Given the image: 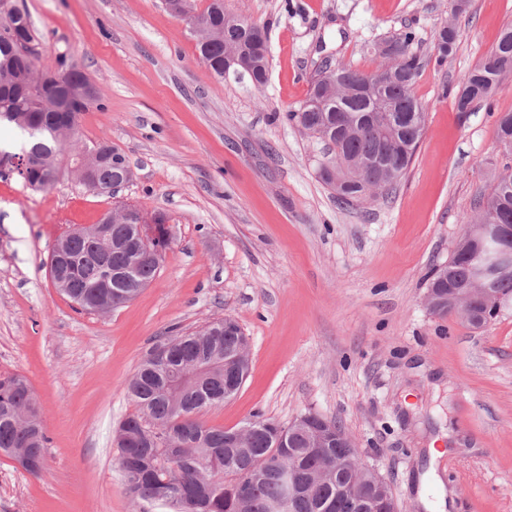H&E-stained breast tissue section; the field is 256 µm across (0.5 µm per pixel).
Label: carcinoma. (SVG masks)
I'll return each instance as SVG.
<instances>
[{
  "label": "carcinoma",
  "instance_id": "cac0c4a2",
  "mask_svg": "<svg viewBox=\"0 0 512 512\" xmlns=\"http://www.w3.org/2000/svg\"><path fill=\"white\" fill-rule=\"evenodd\" d=\"M224 0H209L198 17L204 28L195 34L199 58L211 73L224 76V52L231 43L251 52L253 44L234 29L225 28ZM458 31H435L434 41L450 43L439 50L437 61L456 48ZM415 33L406 31L392 38L399 46V77L383 89L392 104L390 132L383 134L368 122L374 105L364 87L377 70L359 71L338 66L325 71L312 83L307 99L289 110V122L304 129L318 141L332 135L335 149L328 160L339 167L360 163L366 167L363 179H351L344 196L336 200L347 206L370 200L367 185L382 181L386 190L407 172L419 146L425 126V108L415 94L423 60L415 50ZM35 30L27 12L12 0H0V123L7 122L33 139L22 153L0 151V168L10 164L25 182L36 189L53 186L50 177L62 169L64 153L71 163L90 157L100 148L120 162L126 156L108 140L92 148L75 151L79 118L88 104L79 98L69 101L65 114L54 108L52 86L42 81L34 51ZM512 71V26L499 34L494 50L477 64L458 85L456 109L472 112L491 104L501 72ZM32 157L35 165L21 167L12 160ZM124 166L111 162L95 169L94 180L85 186L96 192L123 177ZM124 204L112 211L108 230L111 245L100 246L97 228H78L58 241L53 283L71 302L83 310L105 309L117 293L126 304L138 296L158 272L141 259L140 241L134 240V225L125 222ZM472 224L512 226V173L502 174L482 198ZM478 240L468 244L456 261L448 264L445 288H463L471 280L477 263ZM512 302V271L488 282ZM160 343L165 355L140 361L126 384L137 413L122 420L115 430L118 464L126 486L134 496L167 504L173 512H270L272 503L283 498L276 477L281 468L304 476L321 472V478L297 498L292 512H347L344 499L336 496L333 463L345 448H331L319 458L306 451L304 433L291 435L292 448L272 449L270 434L282 424L270 419L244 423L250 431L240 447L224 445V429L207 427L198 415L224 403V354L242 352L246 337L231 316L215 320L199 330L165 336ZM48 438L39 407L27 380L20 375L0 378V450H21L31 464L25 470L40 476ZM178 456L177 470L169 472L164 459L169 450Z\"/></svg>",
  "mask_w": 512,
  "mask_h": 512
}]
</instances>
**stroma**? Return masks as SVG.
<instances>
[{
	"instance_id": "stroma-1",
	"label": "stroma",
	"mask_w": 512,
	"mask_h": 512,
	"mask_svg": "<svg viewBox=\"0 0 512 512\" xmlns=\"http://www.w3.org/2000/svg\"><path fill=\"white\" fill-rule=\"evenodd\" d=\"M16 2L38 67L66 55L100 87L82 145L109 140L133 177L110 196L67 173L37 191L0 176V375L26 377L49 439L37 477L0 454V512H170L127 491L113 444L136 410L125 386L160 338L227 315L250 371L200 414L206 426L314 411L340 422L400 512H426L436 476L454 494L449 512H512V309L476 332L425 304L477 196L512 169L495 134L512 78L492 107H454L457 84L512 25V0H470L457 16L451 0H226L268 27L260 89L213 76L162 0ZM450 22L457 46L439 64L433 34ZM405 30L425 60L424 135L391 196L340 205L317 173L321 144L285 112L326 65L374 70L373 43ZM123 203L165 215L164 261L135 300L75 310L49 276L51 248Z\"/></svg>"
}]
</instances>
